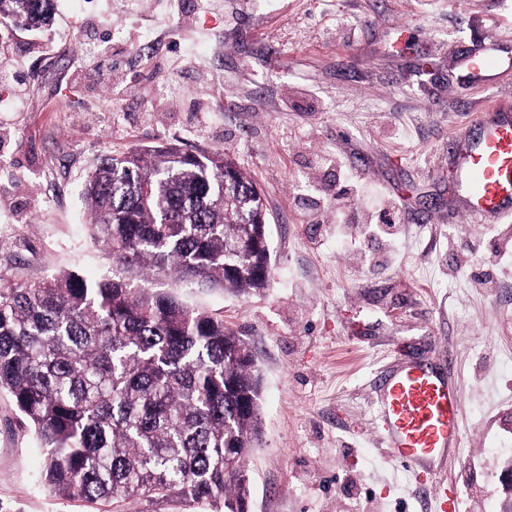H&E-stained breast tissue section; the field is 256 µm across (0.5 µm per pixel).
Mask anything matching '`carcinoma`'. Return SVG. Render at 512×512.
<instances>
[{"label":"carcinoma","instance_id":"obj_1","mask_svg":"<svg viewBox=\"0 0 512 512\" xmlns=\"http://www.w3.org/2000/svg\"><path fill=\"white\" fill-rule=\"evenodd\" d=\"M53 11L0 0V23L37 27ZM82 195L112 275L0 286V391L39 441L47 486L98 506L176 498L241 512L260 436L256 354L224 319L138 278L266 287L262 192L224 150L169 144L105 158Z\"/></svg>","mask_w":512,"mask_h":512}]
</instances>
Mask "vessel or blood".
<instances>
[{
  "mask_svg": "<svg viewBox=\"0 0 512 512\" xmlns=\"http://www.w3.org/2000/svg\"><path fill=\"white\" fill-rule=\"evenodd\" d=\"M457 186L472 223L512 219V105L477 114L455 135ZM375 415L387 455L416 478L457 448L461 407L451 379L411 362L385 373Z\"/></svg>",
  "mask_w": 512,
  "mask_h": 512,
  "instance_id": "b4317fda",
  "label": "vessel or blood"
}]
</instances>
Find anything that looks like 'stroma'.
Here are the masks:
<instances>
[{
    "instance_id": "stroma-1",
    "label": "stroma",
    "mask_w": 512,
    "mask_h": 512,
    "mask_svg": "<svg viewBox=\"0 0 512 512\" xmlns=\"http://www.w3.org/2000/svg\"><path fill=\"white\" fill-rule=\"evenodd\" d=\"M57 0L51 24H12L28 79L21 111L0 82V280L111 274L86 228L82 187L108 155L175 144L221 149L264 194L272 277L260 291L175 288L254 347L262 437L246 460L249 512H506L512 492V222L462 215L452 139L482 107L512 102V67L464 88L484 38L512 51V0ZM98 47L87 56L84 42ZM218 51L216 68L187 64ZM176 81L178 96L162 90ZM135 85L139 94L124 93ZM208 109L196 111L197 100ZM395 204L394 244L368 227ZM349 222L337 226L336 212ZM486 271L483 287L472 275ZM418 360L458 385L463 437L434 481L390 461L374 420L380 368ZM43 454L0 393V512H90L54 495Z\"/></svg>"
}]
</instances>
